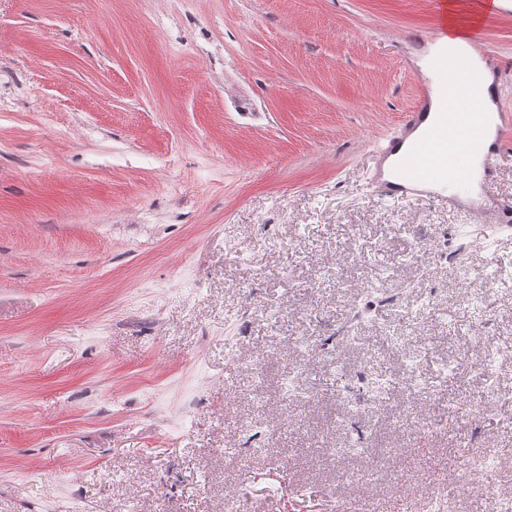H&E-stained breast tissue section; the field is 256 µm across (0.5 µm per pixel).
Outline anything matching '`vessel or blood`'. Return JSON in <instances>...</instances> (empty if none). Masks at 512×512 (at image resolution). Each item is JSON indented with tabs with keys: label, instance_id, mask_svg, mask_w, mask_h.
Segmentation results:
<instances>
[{
	"label": "vessel or blood",
	"instance_id": "b4317fda",
	"mask_svg": "<svg viewBox=\"0 0 512 512\" xmlns=\"http://www.w3.org/2000/svg\"><path fill=\"white\" fill-rule=\"evenodd\" d=\"M483 56L476 41L464 52L441 48L432 54L431 78L423 83L418 103L379 149L381 158L396 157L394 178H376L372 184L378 193L394 200L447 199L450 205L467 209L481 223L500 230L512 225V206L499 200L488 183L477 201L458 193L447 197L439 190L440 185L469 179L467 170L455 167V157L478 156L488 180L504 153V130L512 126V114L499 113L495 127L487 128L485 106L476 94L485 81L477 64Z\"/></svg>",
	"mask_w": 512,
	"mask_h": 512
}]
</instances>
